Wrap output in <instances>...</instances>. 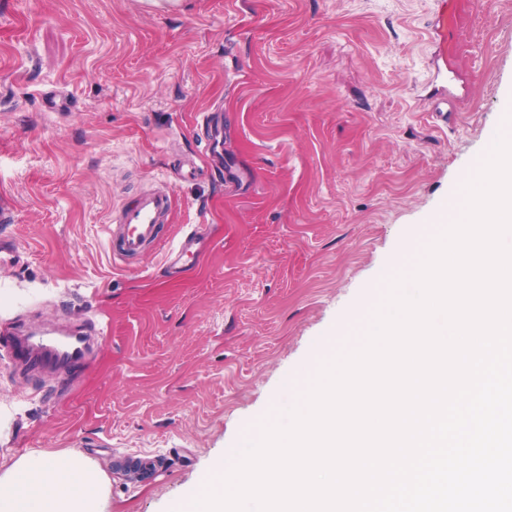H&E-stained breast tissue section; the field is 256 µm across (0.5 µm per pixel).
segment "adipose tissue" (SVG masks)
<instances>
[{"label": "adipose tissue", "instance_id": "ef3b65f1", "mask_svg": "<svg viewBox=\"0 0 512 512\" xmlns=\"http://www.w3.org/2000/svg\"><path fill=\"white\" fill-rule=\"evenodd\" d=\"M106 481L80 453L0 456V512H103Z\"/></svg>", "mask_w": 512, "mask_h": 512}]
</instances>
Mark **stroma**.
I'll list each match as a JSON object with an SVG mask.
<instances>
[{"label": "stroma", "instance_id": "1", "mask_svg": "<svg viewBox=\"0 0 512 512\" xmlns=\"http://www.w3.org/2000/svg\"><path fill=\"white\" fill-rule=\"evenodd\" d=\"M0 0V192L17 332L102 325L77 376L0 353V454L76 450L105 512H179L286 422L393 255L512 130V0ZM202 112L222 116L215 178ZM175 193L177 274L115 263L113 208ZM196 237L194 235L188 234L183 237L178 245L175 248L169 250L164 259V266L169 269H179L177 267L179 264H182L186 258L197 256L196 252L193 251L192 248L195 245Z\"/></svg>", "mask_w": 512, "mask_h": 512}]
</instances>
